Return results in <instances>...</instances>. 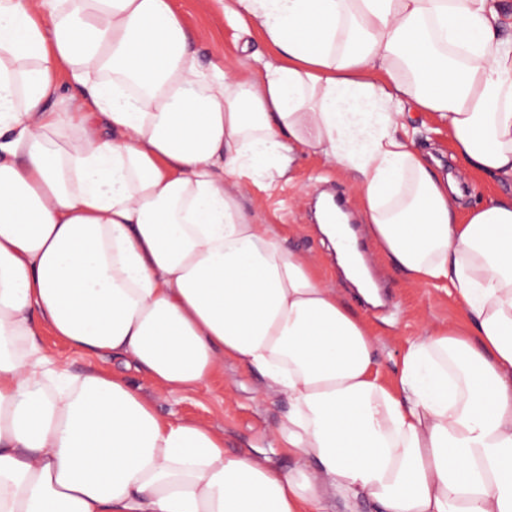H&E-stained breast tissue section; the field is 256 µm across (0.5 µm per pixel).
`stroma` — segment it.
I'll list each match as a JSON object with an SVG mask.
<instances>
[{"label": "stroma", "instance_id": "35a3bbf8", "mask_svg": "<svg viewBox=\"0 0 512 512\" xmlns=\"http://www.w3.org/2000/svg\"><path fill=\"white\" fill-rule=\"evenodd\" d=\"M175 4L194 37V47L202 62L241 59L239 32L221 16L215 0H175ZM412 121L414 125L434 129L433 139H426L421 133L416 139L427 142L429 150L459 182L464 202L487 194L488 182L466 176L452 160L448 136L440 132L436 118L417 112ZM241 185L254 212L282 226L285 245L315 256L327 279L337 288L347 289V282L316 232L314 197L322 191L340 193L348 203H355V189L350 181L338 177L335 169L324 160L300 154L292 165L289 180H276L267 189L246 177ZM368 254L386 295V309L376 314L355 301L350 307L380 332L382 343L377 356L385 374L391 376L398 368L408 336L432 323L460 320L461 311L448 295L410 282L376 247H369ZM129 378L142 392L151 395L161 415L173 414L223 427L225 447L230 451L249 447L258 430L275 428L288 412L286 400L265 397L254 374L229 362L224 365L223 375L213 379L207 387L182 397L155 393L149 380L141 374L133 372Z\"/></svg>", "mask_w": 512, "mask_h": 512}]
</instances>
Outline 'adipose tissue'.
<instances>
[{"label": "adipose tissue", "mask_w": 512, "mask_h": 512, "mask_svg": "<svg viewBox=\"0 0 512 512\" xmlns=\"http://www.w3.org/2000/svg\"><path fill=\"white\" fill-rule=\"evenodd\" d=\"M218 3L272 58L202 63L173 0H0V512H512V193L462 210L409 130L437 117L464 172L512 186L497 0ZM301 152L352 181L389 264L461 304L393 380L242 202L241 175ZM113 358L169 395L232 360L288 415L230 452ZM39 341L54 360L67 364L76 374L92 366L89 359L75 353L64 342L46 331L39 337Z\"/></svg>", "instance_id": "adipose-tissue-1"}]
</instances>
